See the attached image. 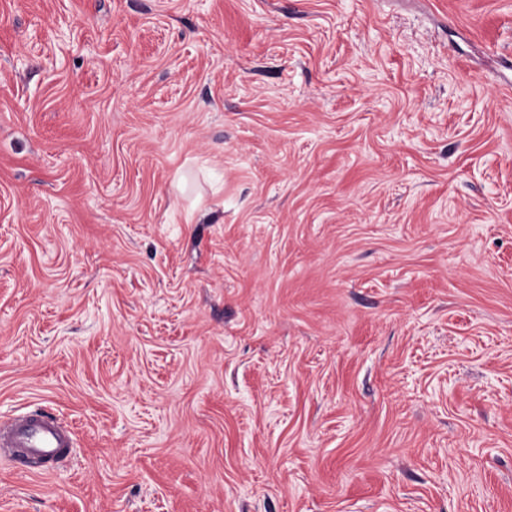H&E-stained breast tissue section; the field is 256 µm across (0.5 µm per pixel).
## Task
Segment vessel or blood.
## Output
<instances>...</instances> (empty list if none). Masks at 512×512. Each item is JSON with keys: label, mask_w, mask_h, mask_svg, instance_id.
Here are the masks:
<instances>
[{"label": "vessel or blood", "mask_w": 512, "mask_h": 512, "mask_svg": "<svg viewBox=\"0 0 512 512\" xmlns=\"http://www.w3.org/2000/svg\"><path fill=\"white\" fill-rule=\"evenodd\" d=\"M72 448L71 435L58 417L32 411L0 422V452L20 464H55Z\"/></svg>", "instance_id": "obj_1"}]
</instances>
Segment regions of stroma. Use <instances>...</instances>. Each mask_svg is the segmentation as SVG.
<instances>
[{
    "instance_id": "stroma-1",
    "label": "stroma",
    "mask_w": 512,
    "mask_h": 512,
    "mask_svg": "<svg viewBox=\"0 0 512 512\" xmlns=\"http://www.w3.org/2000/svg\"><path fill=\"white\" fill-rule=\"evenodd\" d=\"M512 0H0V512H512ZM0 450L22 465L55 464L72 452L70 432L62 421L37 411L0 423Z\"/></svg>"
}]
</instances>
